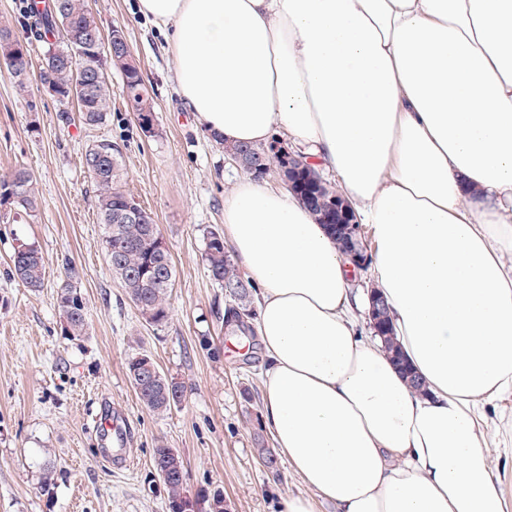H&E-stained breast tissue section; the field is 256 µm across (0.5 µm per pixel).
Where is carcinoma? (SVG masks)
Segmentation results:
<instances>
[{"instance_id": "1", "label": "carcinoma", "mask_w": 512, "mask_h": 512, "mask_svg": "<svg viewBox=\"0 0 512 512\" xmlns=\"http://www.w3.org/2000/svg\"><path fill=\"white\" fill-rule=\"evenodd\" d=\"M25 13L34 18V33L44 43V53L39 71L57 86L58 92H67L74 81L71 52L75 43L101 29L97 17L87 8L85 0H50L49 7L27 3ZM21 39L7 27H0V67L15 80L19 90L27 88L31 60L12 61V42ZM101 75L91 77L85 94L76 97L79 121L87 128H97L105 122L111 111V94L107 69L120 70L126 87V106L135 119L156 123L155 102L144 86L141 70L132 52L105 53L96 60ZM226 154H242L248 159L262 160L266 168H283L281 157L265 145L223 144ZM83 164L96 189L97 210L102 224V244L112 277L124 288L130 302L149 324L162 326L170 318L169 297L175 278L169 248L151 213L146 211L135 196L126 189L127 172L123 152L109 139L94 141L85 151ZM294 192L312 211L318 223L328 228L336 244L344 241L347 222L340 217V210L329 208L328 201L341 206L342 197L330 186L317 185L318 173L307 167L299 174H292ZM9 204L12 209L3 214L4 224H31L38 210L34 189V176L25 167H19L0 179V206ZM138 212L148 222L128 218V213ZM13 248L8 276L24 286L37 290L44 283L43 257L35 245L26 238L17 237ZM206 270L210 279L224 289L228 301L224 307V326L250 329L248 320L254 318L255 285L235 267L224 246V235L217 230L209 232L205 244ZM75 269L67 268V282L56 292V303L66 335L81 338L86 335V306L80 291L70 282ZM380 336L384 348L396 361L402 360L389 319L380 321ZM145 355L131 357L127 362L129 379L141 404L157 414H164L185 399L187 388L176 378L160 372L153 379L142 377V360ZM184 467L180 454L163 445L153 449V469L165 472ZM186 477L168 478V512H194V502L208 504L209 512H218L214 505L224 501L221 493L197 492L196 500L186 495Z\"/></svg>"}]
</instances>
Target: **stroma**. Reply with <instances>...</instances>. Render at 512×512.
Masks as SVG:
<instances>
[{
  "instance_id": "stroma-1",
  "label": "stroma",
  "mask_w": 512,
  "mask_h": 512,
  "mask_svg": "<svg viewBox=\"0 0 512 512\" xmlns=\"http://www.w3.org/2000/svg\"><path fill=\"white\" fill-rule=\"evenodd\" d=\"M103 32L125 31L156 105L155 134L141 131L123 99V78L108 70L112 110L96 129L62 122L60 103L37 82L19 90L0 73V176L33 172L39 209L33 223H0V512H167V493L152 476V450L176 449L186 490L223 493L233 512H279L306 488L279 459L263 466L258 442L272 444L260 405L245 408L250 386L261 396L259 354H236L224 328V291L209 277V231L224 228V197L243 169L182 106L162 34L136 12V0H88ZM118 143L127 185L149 210L175 268L171 317L141 318L108 269L93 186L82 162L92 142ZM35 242L44 286L31 291L5 271L15 236ZM86 303L87 333L63 330L56 292L66 265ZM149 355L187 387L184 401L159 415L138 400L130 357ZM128 416L133 437L115 440L110 425Z\"/></svg>"
}]
</instances>
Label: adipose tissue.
Returning a JSON list of instances; mask_svg holds the SVG:
<instances>
[{"instance_id": "adipose-tissue-1", "label": "adipose tissue", "mask_w": 512, "mask_h": 512, "mask_svg": "<svg viewBox=\"0 0 512 512\" xmlns=\"http://www.w3.org/2000/svg\"><path fill=\"white\" fill-rule=\"evenodd\" d=\"M208 136L301 150L374 241L402 377L327 229L241 178L262 418L308 493L280 512H506L484 428L512 396V0H138Z\"/></svg>"}]
</instances>
